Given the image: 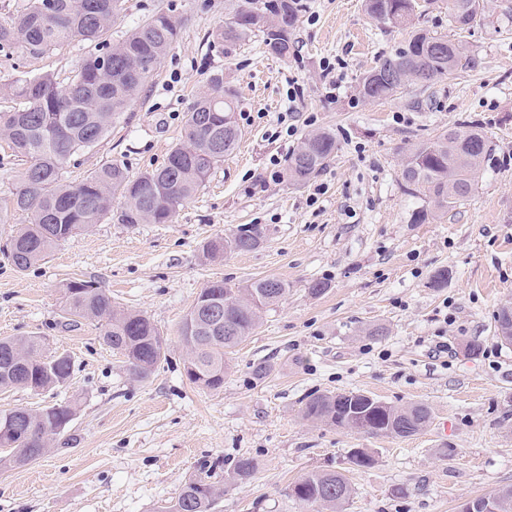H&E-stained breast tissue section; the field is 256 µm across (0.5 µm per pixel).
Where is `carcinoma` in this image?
<instances>
[{"label":"carcinoma","mask_w":512,"mask_h":512,"mask_svg":"<svg viewBox=\"0 0 512 512\" xmlns=\"http://www.w3.org/2000/svg\"><path fill=\"white\" fill-rule=\"evenodd\" d=\"M423 8L420 0H365L366 12L393 27L412 24ZM230 21L213 38L226 46L262 34L265 52L286 59L293 48V31L303 10L301 0H228ZM483 10V0H448V20L455 31L471 28ZM120 11L119 0H26L21 11L0 23V50L22 57H39L56 46L79 39L98 47L81 60L74 75L61 84L51 73L22 74L0 84V98L19 102L10 112H0V134L13 152L28 158L20 186L0 199V216L8 210L28 212L32 221L18 229L4 253L20 271L43 261L60 243L89 230L103 219L114 224H167L184 201L204 185L210 172L224 163L241 138L235 125L224 128V113L236 111L235 95L220 84L201 92L188 112L185 136L171 147L164 163L135 177L118 163L104 164L78 183H66L62 170L75 154L93 148L137 99L162 59L176 41L183 17L158 11L138 22L118 41L110 31ZM467 45L459 39L412 32L404 45L380 57L362 76L358 97L379 101L412 84L428 85L453 75L466 58ZM221 130L223 148L200 154L206 137ZM337 150L330 130L309 134L288 159V177L303 184L317 177ZM492 149L487 132L478 124L445 129L431 138L409 144L402 158V188L424 202L416 220L442 218L469 196L481 165ZM264 232L252 224L228 238H217L203 247L204 255L217 259L225 251L249 252L263 243ZM224 304V326L219 340L206 339L209 323L193 304L185 315L180 336L187 349L185 372L203 389L224 384L226 355L244 341L259 324L262 313L288 292V282L277 278L256 279L240 288L215 281L210 288ZM63 317L74 324L87 318H104L102 343L118 351L128 371L147 377L165 357L166 342L149 318L117 310L112 297L90 281H71L64 291ZM72 374L69 356L46 351L41 336L0 338V389L23 388L40 394L68 382ZM363 400L359 392L320 393L308 397L302 407L306 420L343 430L372 435L410 437L431 420L424 404H410L378 418H343V402ZM71 402L55 403L33 412L15 408L0 413V426L9 423L10 444L6 461L21 467L18 448H44V436L71 422ZM257 463L239 457L232 480L243 483L254 476ZM224 490L202 479L189 481L176 501L163 512H212ZM352 494L347 478L336 471L313 470L291 488V496L303 504L334 509Z\"/></svg>","instance_id":"1"}]
</instances>
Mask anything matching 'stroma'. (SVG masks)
I'll list each match as a JSON object with an SVG mask.
<instances>
[{
  "mask_svg": "<svg viewBox=\"0 0 512 512\" xmlns=\"http://www.w3.org/2000/svg\"><path fill=\"white\" fill-rule=\"evenodd\" d=\"M305 2L294 51L281 59L257 35L229 51L213 42L224 0H122L116 37L160 9L186 21L109 135L67 162L66 181L111 162L133 175L159 166L213 78L251 118L239 123L237 149L171 223L105 220L25 271L3 250L29 214L0 223V336L46 337L50 351L73 362L70 380L51 391L0 392V412L78 403L71 447L0 468V512H161L205 475L224 487L214 512H316L289 493L312 470L345 475L353 493L340 512H459L467 499L512 487V347L500 343L494 323L512 305V0H485L480 22L463 35L467 68L376 102L357 98L360 76L412 28L452 35L447 0H432L410 27L371 19L362 0ZM93 50L75 41L38 59L0 51V83L22 71L68 81ZM337 57L344 68L326 77L323 62ZM292 81L304 88L293 103ZM285 116L298 128L294 137L279 133ZM469 122L490 137V161L447 217L415 223L421 202L401 190L403 148ZM315 126L333 130L338 149L314 183L292 184L288 158ZM318 185L325 192L309 204ZM251 224L265 231L258 249L205 259L206 241ZM442 269L448 278L438 287ZM260 278L287 281V294L228 354L223 387L190 383L183 318L211 282ZM78 279L157 326L166 357L148 378L129 375L123 356L103 345V320L64 325L63 289ZM314 280L327 282V292L312 295ZM375 325L387 336H367ZM469 343L479 354L466 352ZM261 362L272 370L258 379ZM351 390L395 407L424 403L432 419L406 438L303 419L308 395ZM358 448L373 456L370 467L351 464ZM241 456L253 457L257 471L230 483Z\"/></svg>",
  "mask_w": 512,
  "mask_h": 512,
  "instance_id": "obj_1",
  "label": "stroma"
}]
</instances>
